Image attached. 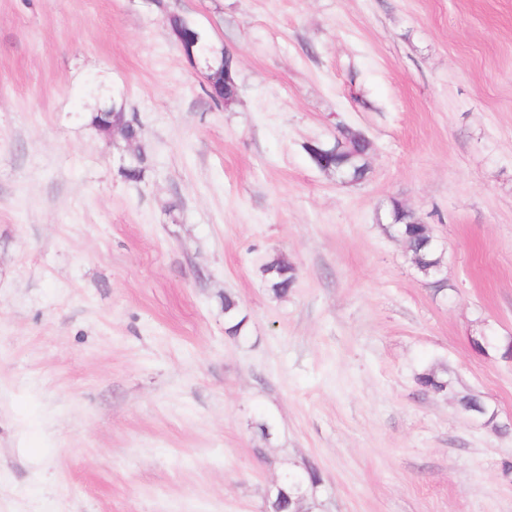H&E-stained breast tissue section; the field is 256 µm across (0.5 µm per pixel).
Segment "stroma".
Segmentation results:
<instances>
[{"instance_id":"1","label":"stroma","mask_w":512,"mask_h":512,"mask_svg":"<svg viewBox=\"0 0 512 512\" xmlns=\"http://www.w3.org/2000/svg\"><path fill=\"white\" fill-rule=\"evenodd\" d=\"M172 12L235 55L231 104ZM115 100L133 144L91 123ZM343 127L358 184L306 151ZM511 340L512 0H0V512H263L308 465L317 512H512V429L416 381L512 422ZM344 147L342 152L338 155L339 161H346L344 168L352 174L357 180H363L367 172L363 169V158L362 154H368L369 148L362 142H357L354 139L343 137ZM426 226L389 224L390 230L399 237L407 239L406 244L411 251L412 262L417 271L432 284L439 286L441 280L437 277L445 263V250L435 240H430L431 234ZM264 273L268 289L276 298H280L288 294V291L294 287L297 276L288 274V270L293 267L283 256H274L264 264ZM224 320L227 332L232 337L243 336V323L245 317L241 316L239 303L229 294L224 295ZM417 382L421 387L446 388V393L454 391L453 380L448 377V368L444 365L433 364L424 368L417 375Z\"/></svg>"}]
</instances>
